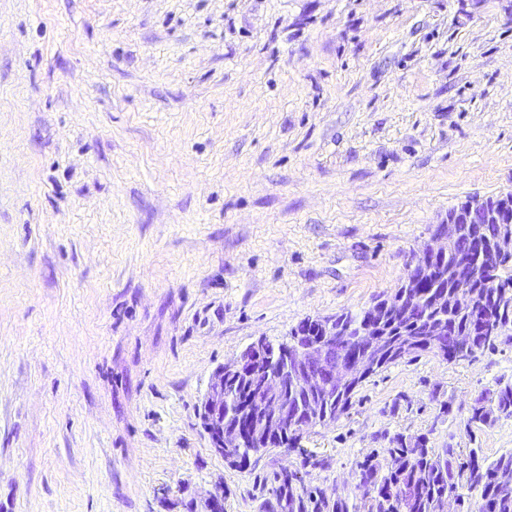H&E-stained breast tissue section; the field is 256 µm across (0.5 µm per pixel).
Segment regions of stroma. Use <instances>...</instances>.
<instances>
[{"instance_id": "35a3bbf8", "label": "stroma", "mask_w": 512, "mask_h": 512, "mask_svg": "<svg viewBox=\"0 0 512 512\" xmlns=\"http://www.w3.org/2000/svg\"><path fill=\"white\" fill-rule=\"evenodd\" d=\"M510 192L512 0H0V512H272L285 472L354 501L398 435L512 451L465 430L512 329L241 469L198 418L218 366Z\"/></svg>"}]
</instances>
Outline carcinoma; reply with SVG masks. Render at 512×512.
<instances>
[{
	"label": "carcinoma",
	"instance_id": "1",
	"mask_svg": "<svg viewBox=\"0 0 512 512\" xmlns=\"http://www.w3.org/2000/svg\"><path fill=\"white\" fill-rule=\"evenodd\" d=\"M457 220L460 235L448 255L435 260L439 278L428 276L421 287L410 289L408 299L397 303V296L376 301L381 307L378 330L385 340L373 353V372L411 355L437 353L448 361L467 358L494 346L495 337L512 328V258L495 261L498 281L486 275L469 279L473 307L468 311L446 310L437 299L454 291L457 282L454 265L457 258L480 248L489 253L500 236L501 225L484 224L480 219L467 220L465 204L448 210ZM471 339L470 350L459 353L460 339ZM261 380L260 368L229 382L224 389V424L232 426L246 411L257 412L256 390ZM282 395L288 404V418L305 421L311 408L325 415L341 416L351 405L355 388H335L314 395L297 386L290 376L282 383ZM500 418H512V383L501 384L476 396L469 408L466 428L485 425ZM392 448L383 454L371 452L356 462L362 483L352 504L330 501L322 491H297L301 482L295 473L282 476L276 490L280 512H447L448 495L461 498L460 512H512V482L498 480L501 471L512 472V452L488 461L476 449L463 455L459 449L432 448L427 437L398 435ZM265 446H246L224 451V460L232 467H242Z\"/></svg>",
	"mask_w": 512,
	"mask_h": 512
}]
</instances>
